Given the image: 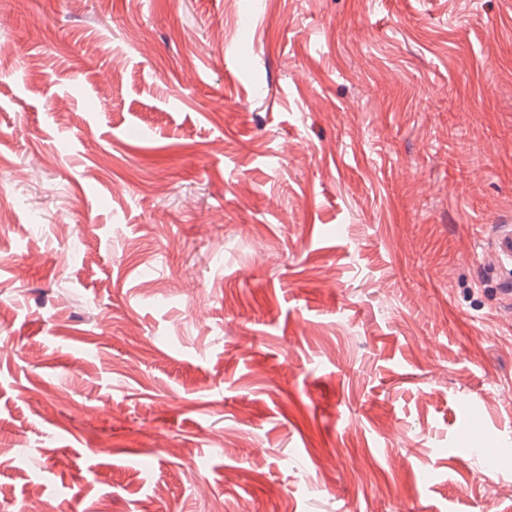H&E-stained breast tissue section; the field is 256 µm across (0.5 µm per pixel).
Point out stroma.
<instances>
[{
    "label": "stroma",
    "mask_w": 512,
    "mask_h": 512,
    "mask_svg": "<svg viewBox=\"0 0 512 512\" xmlns=\"http://www.w3.org/2000/svg\"><path fill=\"white\" fill-rule=\"evenodd\" d=\"M1 55L0 512H512V0H0ZM487 248L494 258L496 266L507 275L506 280L500 283V294L510 304L512 295V225H495Z\"/></svg>",
    "instance_id": "1"
}]
</instances>
